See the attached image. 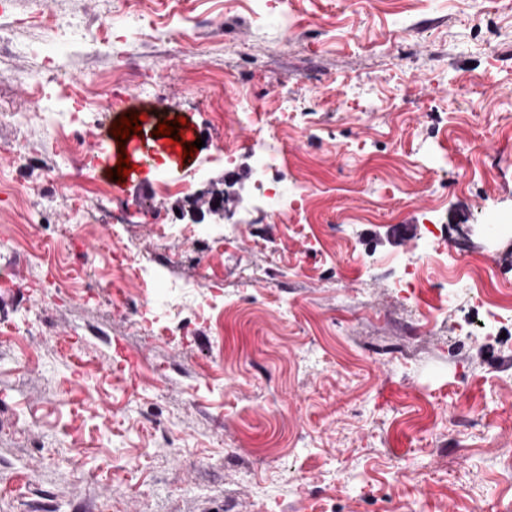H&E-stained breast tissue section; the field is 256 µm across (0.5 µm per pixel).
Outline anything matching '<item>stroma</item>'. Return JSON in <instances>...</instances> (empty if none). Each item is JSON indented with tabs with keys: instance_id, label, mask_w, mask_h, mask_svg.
<instances>
[{
	"instance_id": "35a3bbf8",
	"label": "stroma",
	"mask_w": 512,
	"mask_h": 512,
	"mask_svg": "<svg viewBox=\"0 0 512 512\" xmlns=\"http://www.w3.org/2000/svg\"><path fill=\"white\" fill-rule=\"evenodd\" d=\"M106 20L108 54L90 45ZM0 29V99L35 106L19 77L43 48L88 98L124 97L78 137L134 115L130 141L161 146L129 180L110 138L75 178L64 113L0 122V512H512V323L464 335L484 308L439 306L431 275L422 320L387 261L436 219L512 281V235L480 231L512 224V0H17ZM270 131L272 177L314 188L284 221L256 201ZM176 163L188 193H157ZM92 180L112 192L76 216ZM215 190L223 223L184 216ZM119 246L150 284L105 287ZM149 304L166 333L136 323ZM253 147L265 155L269 167L285 163L287 160L283 142L275 134L257 138L253 142Z\"/></svg>"
}]
</instances>
